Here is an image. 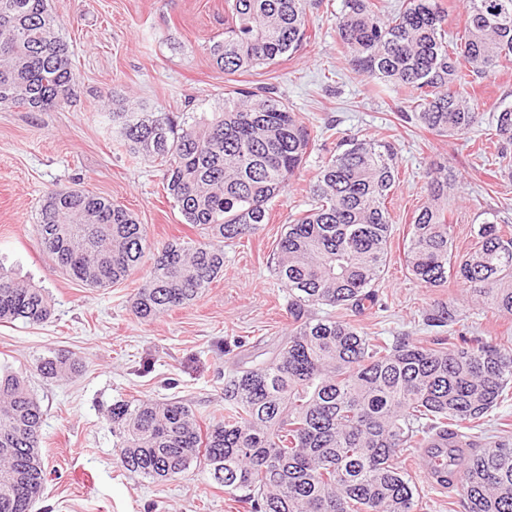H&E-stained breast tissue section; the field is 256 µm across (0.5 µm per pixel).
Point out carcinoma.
Segmentation results:
<instances>
[{
	"label": "carcinoma",
	"instance_id": "carcinoma-1",
	"mask_svg": "<svg viewBox=\"0 0 512 512\" xmlns=\"http://www.w3.org/2000/svg\"><path fill=\"white\" fill-rule=\"evenodd\" d=\"M224 38L213 65L234 75L297 52L307 41V0H226ZM438 0H404L381 15L375 0H346L336 26L352 68L409 93L405 119L437 136L480 123L465 89L512 57V0H466L463 34L445 30ZM68 44L49 0H0V107L48 112L74 95ZM126 150L162 167L163 189L184 223L207 240L174 239L153 254L131 310L151 321L200 297L224 272V246L269 223L270 205L299 179L314 136L270 87L224 90L206 112L112 113ZM483 151L512 172V108L495 118ZM399 175L391 144L346 135L319 166L314 204L278 242L274 274L292 319L277 352L224 380V416L201 428L184 400L120 399L112 429L121 466L152 481L202 466L250 512H418L419 493L398 464L412 448H468L459 480L462 512H512V432L487 433L485 418L509 400L512 346L497 337L426 344L370 338L344 314L378 303L392 224L387 207ZM448 167L428 182L414 215L407 268L427 288L453 279L479 304L512 317V233L487 218L474 247H453L443 199ZM35 231L55 266L92 288L126 280L147 249L145 227L112 200L79 189L50 191ZM339 311L318 317L312 307ZM48 292L0 266V322L40 325ZM425 325L460 323L448 303ZM61 355L44 374L76 372ZM43 410L28 379L0 369V512H36L44 487Z\"/></svg>",
	"mask_w": 512,
	"mask_h": 512
}]
</instances>
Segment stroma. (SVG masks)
I'll list each match as a JSON object with an SVG mask.
<instances>
[{
	"mask_svg": "<svg viewBox=\"0 0 512 512\" xmlns=\"http://www.w3.org/2000/svg\"><path fill=\"white\" fill-rule=\"evenodd\" d=\"M57 32L72 52L75 93L48 112L0 109V261L48 291L54 310L38 326L0 322V367L24 373L44 416L45 485L39 512H244L191 468L149 482L118 463L109 410L118 399L182 398L201 422L224 404V379L266 358L289 329L288 295L272 275L276 244L312 202L318 167L336 149V134L390 142L400 183L388 205L392 233L383 309L359 316L370 336L433 333L423 315L442 299L470 336L512 337V319L478 306L459 284L430 289L413 279L405 248L416 210L437 165L455 182L448 218L455 244L470 247L481 214L497 212L512 226V177H491L490 155L476 144L512 107V62H501L477 89L482 119L470 132L441 137L400 120L407 92L374 87L352 71L336 24L345 0H308L309 39L275 64L227 76L207 48L224 36V0H54ZM268 86L313 128L316 145L299 185L272 203L269 223L224 244V272L199 299L151 322L138 321L130 299L146 268L124 283L90 288L62 274L35 233L40 206L55 188L75 187L112 199L143 224L151 247L199 239L167 199L157 164L130 155L112 128V111L196 112L221 102L228 87ZM64 353L79 362L66 377L43 375L44 358Z\"/></svg>",
	"mask_w": 512,
	"mask_h": 512,
	"instance_id": "35a3bbf8",
	"label": "stroma"
}]
</instances>
